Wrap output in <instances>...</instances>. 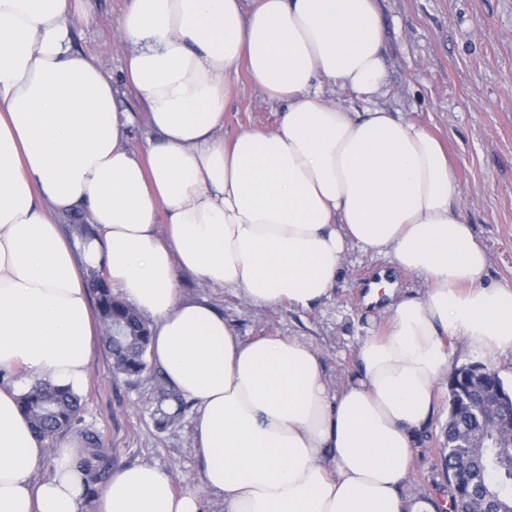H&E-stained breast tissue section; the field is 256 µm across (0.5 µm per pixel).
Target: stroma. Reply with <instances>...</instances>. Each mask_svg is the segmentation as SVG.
Here are the masks:
<instances>
[{
  "mask_svg": "<svg viewBox=\"0 0 512 512\" xmlns=\"http://www.w3.org/2000/svg\"><path fill=\"white\" fill-rule=\"evenodd\" d=\"M126 0H85L73 32L74 51L95 57L119 83L121 108L140 109L136 93L121 86L122 50L117 19ZM384 24L386 93L380 106L423 125L448 150L461 207L485 247L487 283L512 288V0H378ZM224 113V135L274 129L278 108L264 100L246 71L234 76ZM388 258L352 247L345 274L330 298L308 309L256 306L239 292L211 288L194 275L181 276L183 296L204 298L241 338L295 337L316 350L332 390L354 380L353 352L366 337L384 333L380 307L363 303L367 285ZM83 417L103 438L113 469L148 463L168 469L175 490L200 486L193 456L191 419L157 430L152 384L114 376L111 361L96 348L88 366ZM448 415V391L423 445L415 447L412 471L438 505H448V485L436 448Z\"/></svg>",
  "mask_w": 512,
  "mask_h": 512,
  "instance_id": "obj_1",
  "label": "stroma"
}]
</instances>
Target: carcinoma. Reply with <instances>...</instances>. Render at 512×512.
<instances>
[{
	"label": "carcinoma",
	"mask_w": 512,
	"mask_h": 512,
	"mask_svg": "<svg viewBox=\"0 0 512 512\" xmlns=\"http://www.w3.org/2000/svg\"><path fill=\"white\" fill-rule=\"evenodd\" d=\"M86 282L94 293V311L113 372L137 380L151 377L160 423L178 419L187 404L148 360L150 323L112 292L104 269H88ZM446 384L448 419L441 428L439 457L451 502L459 503L464 512L485 506L493 512H512V447L476 448L467 442L470 435L491 436L512 424L511 401H501L492 409L487 400L488 395L505 388L502 379L482 364H463L446 377ZM20 407L35 436L50 450L59 434L78 433L84 444L78 468L88 497H95L97 485L110 468V458L100 436L80 428L82 396L69 387L37 382L21 396Z\"/></svg>",
	"instance_id": "carcinoma-1"
}]
</instances>
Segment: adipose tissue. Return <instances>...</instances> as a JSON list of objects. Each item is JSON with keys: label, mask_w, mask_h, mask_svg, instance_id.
Returning <instances> with one entry per match:
<instances>
[{"label": "adipose tissue", "mask_w": 512, "mask_h": 512, "mask_svg": "<svg viewBox=\"0 0 512 512\" xmlns=\"http://www.w3.org/2000/svg\"><path fill=\"white\" fill-rule=\"evenodd\" d=\"M79 0H0V512H81L76 441L52 474L18 399L36 380L80 390L99 329L84 272L104 267L154 325L150 358L194 405L201 487L164 468L115 472L98 512H434L400 495L413 439L436 414L447 337L512 351V288L486 283L488 254L457 201L448 154L384 95L377 0H130L118 20L123 83L72 48ZM246 67L281 108L272 130L224 136L231 79ZM333 85L362 109L331 100ZM146 124L143 151L128 134ZM96 234L69 240L67 214ZM390 258L423 294L386 308L335 392L295 338L241 339L189 272L254 304L329 296L350 247Z\"/></svg>", "instance_id": "ef3b65f1"}]
</instances>
